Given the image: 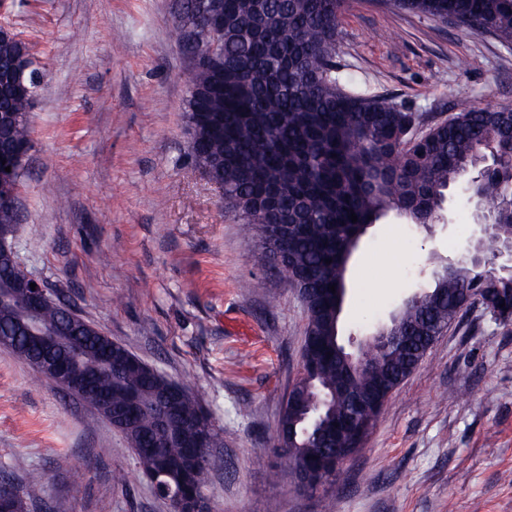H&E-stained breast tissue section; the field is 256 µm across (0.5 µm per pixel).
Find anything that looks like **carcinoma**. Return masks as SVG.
Listing matches in <instances>:
<instances>
[{"mask_svg": "<svg viewBox=\"0 0 512 512\" xmlns=\"http://www.w3.org/2000/svg\"><path fill=\"white\" fill-rule=\"evenodd\" d=\"M340 0H179L177 41L195 31L194 49L206 63L190 71L187 102L188 158L209 181L224 186V205L265 234L269 224L298 228L260 245L257 261L281 268L311 289L306 335L312 371L294 388L299 403L290 427L296 444H278L279 465L292 470L301 457L320 454L322 437L336 443L334 422L352 394L382 397L425 357L432 327L448 328L473 304L501 308L512 324V273L488 275L469 257L441 261L421 300L401 304L382 328L402 336L381 351L362 347L363 362L349 358L339 334L347 260L367 226L393 213L429 229L439 222L445 192L459 187L473 201L494 207L490 232L472 242L483 264L512 242V107L476 108L457 103L448 124L415 137L418 117L374 97L344 90L336 78V27ZM397 7L471 33L484 31L512 46V0H394ZM27 44L0 31V196L17 192L23 167L14 150L31 148L28 113L39 88L30 72ZM357 215V222L350 220ZM19 207L0 208V231L15 232ZM331 263H325V260ZM27 275L17 255L0 253V285ZM335 286V290L328 286ZM25 330L10 305L0 303V333ZM127 350L112 349V377L98 387L121 403L133 395L144 409L122 433L143 451L140 473L164 474L183 498L202 495L209 465L187 457L183 444L197 436L220 440L210 417L191 395L177 411L180 429L155 434L154 412L170 381L127 364ZM323 400L318 418L311 409ZM13 497L26 512V486L0 483V498Z\"/></svg>", "mask_w": 512, "mask_h": 512, "instance_id": "obj_1", "label": "carcinoma"}]
</instances>
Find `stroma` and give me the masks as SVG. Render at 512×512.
<instances>
[{
    "mask_svg": "<svg viewBox=\"0 0 512 512\" xmlns=\"http://www.w3.org/2000/svg\"><path fill=\"white\" fill-rule=\"evenodd\" d=\"M179 0H0L43 73L14 237L23 266L82 318L185 385L221 433L208 512H512V326L472 306L385 403L341 474L315 493L278 468L280 412L299 371L304 303L254 262L252 225L227 212L187 156L189 58ZM336 75L347 90L420 117L459 98L512 106V47L394 7L347 0ZM449 221L387 218L345 274L344 339H361L432 259L471 243L474 207L452 190ZM249 405L248 415L237 409ZM42 472L27 512H169L125 437L0 348V479ZM125 473L118 483L117 473Z\"/></svg>",
    "mask_w": 512,
    "mask_h": 512,
    "instance_id": "obj_1",
    "label": "stroma"
}]
</instances>
